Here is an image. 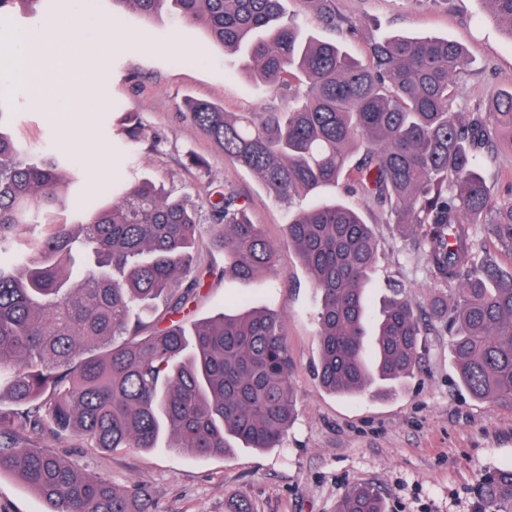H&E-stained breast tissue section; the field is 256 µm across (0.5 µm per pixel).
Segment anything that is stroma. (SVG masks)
<instances>
[{"label":"stroma","instance_id":"35a3bbf8","mask_svg":"<svg viewBox=\"0 0 512 512\" xmlns=\"http://www.w3.org/2000/svg\"><path fill=\"white\" fill-rule=\"evenodd\" d=\"M335 6L343 17L365 20V27L341 34L311 16L304 25L319 39L340 40L358 58L369 39L394 33L461 44L473 65L457 84L455 111L487 104L512 87V41L490 18L485 0H335ZM85 21L99 24L101 37L84 39L82 58L69 69L45 65L33 89H14L11 132L26 147L66 154L81 174L74 192L101 204L142 179L194 203L217 186L238 193L252 222L278 245L279 270L216 284L194 316L214 319L242 302L283 316L296 419L281 447L241 448L226 458L186 457L163 441L104 452L66 436L43 439V446L117 488L145 487L150 512H230L235 503L250 512H335L353 484L378 491L386 512H476L483 474L512 468V406L475 399L460 385L442 325L426 331L419 368L389 396L338 397L321 387L313 374L316 296L285 238L287 207L273 202L254 174L225 160L184 116L190 99L228 112H260L273 103V89L254 83L204 29L166 15L147 20L111 0H37L33 9L16 8L0 15V47L48 24L73 28ZM129 112L147 132L161 135L158 147L124 136ZM66 125L79 129L77 144L63 142ZM347 202L364 213L378 242L366 284L373 307L396 288L426 307L438 286L412 233L397 231L362 197ZM0 512H49V506L1 474Z\"/></svg>","mask_w":512,"mask_h":512}]
</instances>
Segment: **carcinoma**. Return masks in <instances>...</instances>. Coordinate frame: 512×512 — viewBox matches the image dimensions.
I'll return each mask as SVG.
<instances>
[{
    "instance_id": "carcinoma-1",
    "label": "carcinoma",
    "mask_w": 512,
    "mask_h": 512,
    "mask_svg": "<svg viewBox=\"0 0 512 512\" xmlns=\"http://www.w3.org/2000/svg\"><path fill=\"white\" fill-rule=\"evenodd\" d=\"M151 19L174 8L251 76L274 88L262 112L187 104L189 120L224 158L260 178L275 200L300 205L285 227L319 295L314 374L338 396L395 390L418 365L422 318L398 289L374 312L365 284L377 243L371 225L329 187L371 199L391 224L416 233L428 273L452 284L428 317L449 327L460 385L512 405V275L476 261V232L512 248V202L495 199L479 172L496 143L512 147V91L483 110H452L472 59L458 43L389 35L365 56L308 35L310 12L341 32L356 23L334 0H114ZM512 38V0H486ZM0 97V474L16 476L51 512H148L142 487L120 490L38 439L69 434L85 446L169 447L226 456L232 442L276 448L296 393L272 311L239 309L188 322L213 284L274 274L278 247L228 186L198 204L150 180L80 219L56 155L22 149ZM224 265L201 259V212ZM30 437H24V434ZM336 512H385L371 488L349 486ZM478 512H512V468L478 490Z\"/></svg>"
}]
</instances>
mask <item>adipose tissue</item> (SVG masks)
Wrapping results in <instances>:
<instances>
[{
  "instance_id": "ef3b65f1",
  "label": "adipose tissue",
  "mask_w": 512,
  "mask_h": 512,
  "mask_svg": "<svg viewBox=\"0 0 512 512\" xmlns=\"http://www.w3.org/2000/svg\"><path fill=\"white\" fill-rule=\"evenodd\" d=\"M80 43L79 33L60 25L48 26L36 34L23 35L13 46L5 76L22 86L32 85L46 56H56L60 64H67Z\"/></svg>"
}]
</instances>
